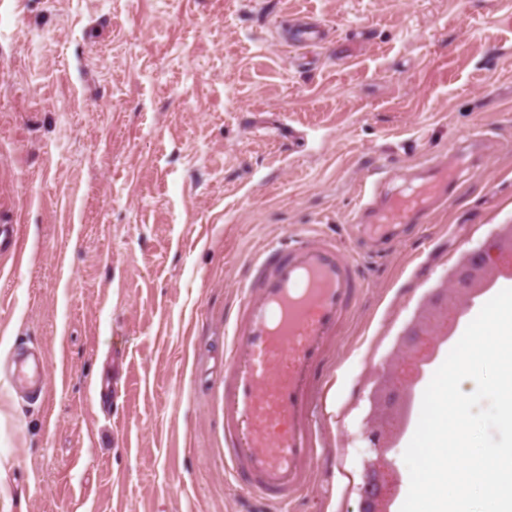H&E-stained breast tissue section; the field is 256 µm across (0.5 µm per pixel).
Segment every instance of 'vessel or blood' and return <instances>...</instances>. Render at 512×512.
Wrapping results in <instances>:
<instances>
[{
  "label": "vessel or blood",
  "instance_id": "b4317fda",
  "mask_svg": "<svg viewBox=\"0 0 512 512\" xmlns=\"http://www.w3.org/2000/svg\"><path fill=\"white\" fill-rule=\"evenodd\" d=\"M299 25L291 46L321 44ZM420 182L391 191L363 177L352 221L377 242L403 224L429 223L457 186L454 168L434 158ZM23 260L16 229L0 225V254ZM231 313L224 361V468L237 485L286 512L318 458L314 388L329 346L365 286L358 256L310 232L270 241L248 262Z\"/></svg>",
  "mask_w": 512,
  "mask_h": 512
}]
</instances>
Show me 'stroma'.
Masks as SVG:
<instances>
[{"label": "stroma", "mask_w": 512, "mask_h": 512, "mask_svg": "<svg viewBox=\"0 0 512 512\" xmlns=\"http://www.w3.org/2000/svg\"><path fill=\"white\" fill-rule=\"evenodd\" d=\"M325 25L307 54L294 19ZM475 162L364 261L295 512H357L369 394L428 294L512 224V0H0V512H264L224 474V315L249 256L355 187ZM50 371L12 385L16 354ZM19 238L15 227L12 224L0 225V254L8 253L12 255L16 263H22L24 255L18 245Z\"/></svg>", "instance_id": "1"}]
</instances>
